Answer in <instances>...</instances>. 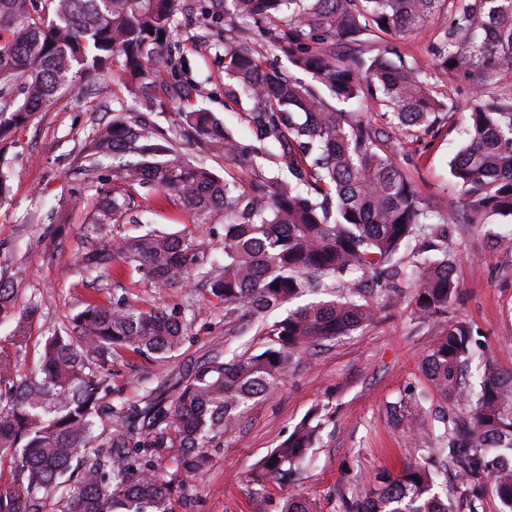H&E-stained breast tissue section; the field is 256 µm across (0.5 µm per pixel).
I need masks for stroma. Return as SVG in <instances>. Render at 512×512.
<instances>
[{"mask_svg": "<svg viewBox=\"0 0 512 512\" xmlns=\"http://www.w3.org/2000/svg\"><path fill=\"white\" fill-rule=\"evenodd\" d=\"M205 28L182 24L178 31L184 66L179 80L199 106L214 112L236 134L248 137L244 112L228 108L222 49L202 55L195 43ZM118 60L63 89L45 111L17 132L6 152L9 192L0 199V272L15 274L20 289L16 308L37 300L40 316L26 340L12 348L21 369H33L48 331L70 323L86 299L123 298L144 310L184 311L191 331L180 351L160 361L122 350L112 358V396L141 403L147 390L174 387L194 368L225 349L258 351L266 338L248 321H227L224 305L207 289L159 290L141 278L119 286L82 281L76 272L86 241L80 232L96 202V187L72 168L81 139L111 119L117 103L113 78ZM437 90L452 106L433 129L406 132L387 127L372 101L355 112L373 126L388 128L397 164L413 180L424 203L447 218L448 253L459 298L447 313L413 314L404 301L378 313L374 321L303 353L279 388L254 404L239 425L211 449L202 475L190 479L171 455H151L156 472L174 486L173 512H278L282 500L300 492L317 512H341L343 497L364 493L375 472H400L414 456V442L393 425V405H413L423 396L424 417L434 420L446 402L432 391L421 360L452 321L473 332L471 369L485 361L512 367V249L491 244L493 232H507L494 221L470 223L453 187L449 162L464 143L469 106L478 93L470 81L440 78ZM325 423L297 480L264 475L260 461L276 448L313 408Z\"/></svg>", "mask_w": 512, "mask_h": 512, "instance_id": "35a3bbf8", "label": "stroma"}]
</instances>
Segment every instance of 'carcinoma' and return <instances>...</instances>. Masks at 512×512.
Returning a JSON list of instances; mask_svg holds the SVG:
<instances>
[{
	"label": "carcinoma",
	"instance_id": "cac0c4a2",
	"mask_svg": "<svg viewBox=\"0 0 512 512\" xmlns=\"http://www.w3.org/2000/svg\"><path fill=\"white\" fill-rule=\"evenodd\" d=\"M181 0H0V153L79 74L120 59L114 87L137 96L154 92L176 104L177 136L121 109L87 134L73 173L87 179L112 160V187L97 203L82 235L91 242L81 271L99 278L137 274L155 288L200 284L224 303V316L260 324L263 350L212 356L174 395L144 405L106 401L107 366L120 350L165 358L189 335L187 317L142 311L121 301L90 300L71 323L41 342L38 368L21 370L0 347V457L12 462L0 488V512H172V485L157 475L142 448L150 445L188 473H203L209 449L241 415L276 391L300 350L347 336L411 293L419 316L443 313L458 284L448 260V235L393 159L382 133L332 101L384 107L401 129L435 126L451 107L433 80L479 85L470 106L466 143L449 163L453 185L473 223L512 224V0H224V13L200 5L209 22L244 20L224 35V71L236 85L226 96L245 108L251 137L238 138L163 75L173 77L176 14ZM448 6V21L432 44L431 68L396 56L377 38H403ZM284 55L314 82L266 62L257 41ZM203 157L180 154V138ZM224 157L219 175L205 157ZM163 194L188 217L181 233H163L126 217L138 200ZM224 227L223 261L205 254L213 225ZM421 237L441 252L406 260L402 246ZM361 272L359 281L347 277ZM18 279L0 275V316L14 309ZM306 293L322 296L272 323L265 315ZM38 304L14 313L13 335L28 334ZM472 331L451 322L422 359V371L460 412L427 426L396 407L395 425L427 433L417 458L399 475L378 471L370 493L342 502L343 512H454L435 492L437 470L453 467L465 512H479V492L491 482L501 512H512V369L487 361L466 380ZM322 427L311 411L261 462L288 477L302 467ZM280 512H315L301 495Z\"/></svg>",
	"mask_w": 512,
	"mask_h": 512
}]
</instances>
